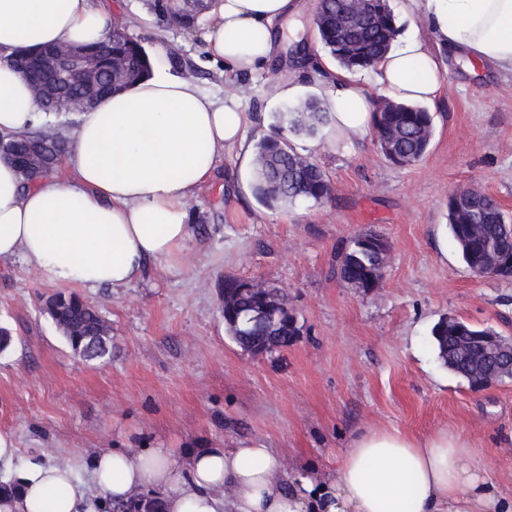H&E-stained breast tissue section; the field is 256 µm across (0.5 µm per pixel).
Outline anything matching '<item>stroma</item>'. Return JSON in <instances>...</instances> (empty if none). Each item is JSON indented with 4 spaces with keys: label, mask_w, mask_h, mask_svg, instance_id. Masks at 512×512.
Returning <instances> with one entry per match:
<instances>
[{
    "label": "stroma",
    "mask_w": 512,
    "mask_h": 512,
    "mask_svg": "<svg viewBox=\"0 0 512 512\" xmlns=\"http://www.w3.org/2000/svg\"><path fill=\"white\" fill-rule=\"evenodd\" d=\"M297 37L310 47L251 74L225 78L195 32L158 28L146 0H111L116 21L144 37L155 70L192 76L210 94H242L254 126L272 135L287 100L271 86L291 78L298 100L326 99L316 68L331 67L312 26L316 0H301ZM442 95L429 104L434 133L424 157L398 166L375 136L351 144L296 138L332 184L324 203L269 209L251 170L219 159L215 178L189 204L192 234L171 261L153 263L126 288L61 287L0 260V324L13 332L0 352V433L16 468L82 457L98 448H232L245 441L284 455L289 471L331 467L371 429L417 437L448 430L481 450L489 479L512 496V380L482 389L443 367L431 345L440 318L512 337V278L475 276L448 229V196L472 186L512 222V76L489 69L473 80L440 49ZM390 245L383 279L366 294L336 275V256L358 232ZM256 279L282 288L301 334L265 357L242 351L224 326V282ZM73 293L99 306L112 352L84 361L45 312Z\"/></svg>",
    "instance_id": "35a3bbf8"
}]
</instances>
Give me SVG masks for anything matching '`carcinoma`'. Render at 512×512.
Here are the masks:
<instances>
[{"label":"carcinoma","instance_id":"cac0c4a2","mask_svg":"<svg viewBox=\"0 0 512 512\" xmlns=\"http://www.w3.org/2000/svg\"><path fill=\"white\" fill-rule=\"evenodd\" d=\"M381 18L378 24L369 26L356 23L337 27L336 15L340 0H323L321 12L315 16L314 24L318 40L329 56L349 72L369 70L390 49L398 34V27L388 0H378ZM207 7L205 0L183 2L176 7L168 0H151L148 8L158 25H175L184 30L197 28L198 18ZM93 55L102 72L112 69L124 74L125 79L112 88L118 94L135 83L151 76L153 62L142 39L130 34L126 28L112 30L108 45L97 42L83 46ZM85 94V89L71 83L65 86L57 99L48 106V111L57 115H69L76 99ZM276 126L288 133H305L315 136L329 124L326 108L316 97L309 98L284 112L273 116ZM374 128L378 134L381 152L396 165L418 162L428 150L433 134L430 112L420 105H407L388 99L381 100L374 111ZM64 147L57 138L49 139L38 128L24 134L0 139V155L11 159L22 168L24 180L51 174L58 163ZM254 191L258 201L267 208L276 209L295 205L301 200L320 202L330 197L331 183L323 169L310 157L297 152L287 139L270 137L257 144ZM448 229L456 244L460 259L470 269L482 265L485 251L512 254V224L502 212L477 208L473 211H458L453 198H448ZM369 232L362 231L353 237L340 255L336 274L347 285L364 282L374 276L376 256L361 247L362 239ZM230 288L224 309V318L229 320L227 332L236 344H243L256 331L244 325V316L252 298L238 290V280L229 279ZM59 311L51 318L66 338L74 354L85 360L103 358L112 351L111 331L99 310L70 294L52 299ZM457 332L476 340L493 334V330L480 328L464 321H457ZM431 343L438 360L448 370L468 378L465 366L453 355L452 340L447 323L439 320L431 330Z\"/></svg>","mask_w":512,"mask_h":512}]
</instances>
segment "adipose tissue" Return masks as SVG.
Listing matches in <instances>:
<instances>
[{
    "instance_id": "obj_1",
    "label": "adipose tissue",
    "mask_w": 512,
    "mask_h": 512,
    "mask_svg": "<svg viewBox=\"0 0 512 512\" xmlns=\"http://www.w3.org/2000/svg\"><path fill=\"white\" fill-rule=\"evenodd\" d=\"M426 10L435 42L412 36L372 71L387 97L427 103L444 88L434 43L468 68L512 75V0H404ZM298 0H217L205 36L212 60L230 73L273 58L274 33L298 14ZM113 26L103 0H0V135L49 123L11 58L23 47L87 45ZM334 134L364 139L372 129L368 88L331 70ZM56 175L30 184L0 157V259L21 257L59 285L124 288L190 238L188 207L217 159L254 164L251 118L239 94L218 99L189 76L156 74L77 115ZM89 467L92 484L75 472ZM0 493V512H103L154 489L165 512H512V496L490 481L462 434L417 438L396 429L356 436L335 469L288 476L281 455L247 444L194 448H101L88 458L35 464Z\"/></svg>"
}]
</instances>
